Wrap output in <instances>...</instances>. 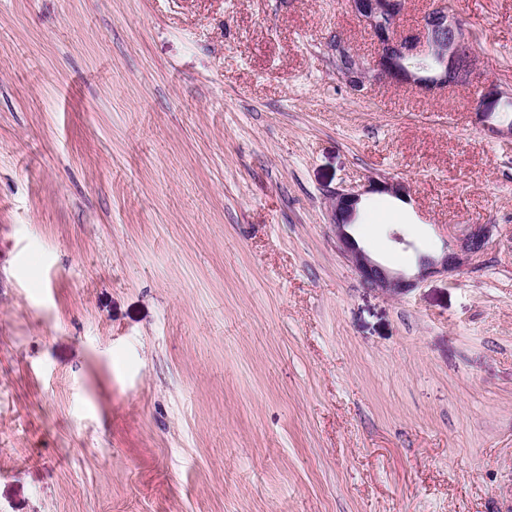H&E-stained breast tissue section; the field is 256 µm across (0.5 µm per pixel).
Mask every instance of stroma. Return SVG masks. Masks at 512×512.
<instances>
[{
    "label": "stroma",
    "mask_w": 512,
    "mask_h": 512,
    "mask_svg": "<svg viewBox=\"0 0 512 512\" xmlns=\"http://www.w3.org/2000/svg\"><path fill=\"white\" fill-rule=\"evenodd\" d=\"M457 12L512 90V0ZM333 31L374 55L348 0H0V512H512V144ZM372 178L398 294L331 222ZM388 193L403 196L408 193L407 186L398 180H369L367 188L362 191L336 190L329 196L331 199L332 223L336 228V238L341 243L344 252L350 258L362 282L370 288H381L398 293L405 288H412L413 283L402 277L393 275L389 270L372 260L355 242L348 228L354 224L358 206L365 193ZM490 236L491 228L488 224L467 225L462 238H459L454 247L447 250L439 261L432 258H423L421 261L423 271H435L436 269L448 273L459 271L466 263H471L474 258L481 256L487 250Z\"/></svg>",
    "instance_id": "obj_1"
}]
</instances>
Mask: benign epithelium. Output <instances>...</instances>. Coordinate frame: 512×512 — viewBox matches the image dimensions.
Segmentation results:
<instances>
[{
    "instance_id": "7a95c632",
    "label": "benign epithelium",
    "mask_w": 512,
    "mask_h": 512,
    "mask_svg": "<svg viewBox=\"0 0 512 512\" xmlns=\"http://www.w3.org/2000/svg\"><path fill=\"white\" fill-rule=\"evenodd\" d=\"M349 4L376 44L374 57L368 60L352 51L341 35L329 37L330 60L337 77L351 92L361 93L368 82L383 80L410 86L431 96L450 86L472 84L480 77V55L459 22L456 11L448 8L447 0H430L419 24L408 29L402 24L406 0H349ZM408 58L428 59L435 63V68L424 75L404 65ZM476 89L479 103V110L475 113L477 124L493 136L512 141V123L505 128L492 123L499 105L512 102V93L487 82L480 83ZM369 192L403 196L408 190L398 180L372 179L365 189L331 193V216L336 238L367 287L398 293L413 287V283L393 275L372 260L348 232L354 224L362 196ZM490 236V225L469 224L462 238L440 260L425 258L421 266L425 271H458L487 250Z\"/></svg>"
}]
</instances>
